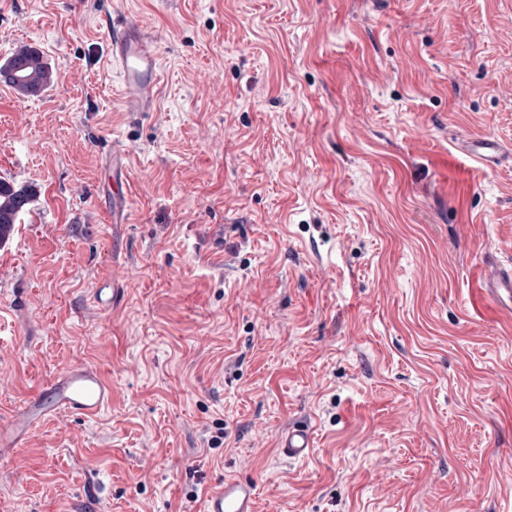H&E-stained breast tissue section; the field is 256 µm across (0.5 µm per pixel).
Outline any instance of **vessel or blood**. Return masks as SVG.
<instances>
[{"instance_id":"vessel-or-blood-1","label":"vessel or blood","mask_w":512,"mask_h":512,"mask_svg":"<svg viewBox=\"0 0 512 512\" xmlns=\"http://www.w3.org/2000/svg\"><path fill=\"white\" fill-rule=\"evenodd\" d=\"M161 35L149 33L142 24L125 21L113 27L108 62L121 78V98L127 111L151 112L160 83ZM468 153L480 164L492 167L512 161V151L497 141L480 136L467 143ZM484 292L494 300L512 302V272L487 266ZM112 402V387L94 365L76 363L60 372L48 385L16 410L0 426V457L23 447L42 422L62 414L94 418ZM313 448L312 430L294 425L282 435L279 452L291 460L306 459ZM257 490L247 478L227 476L204 493L202 512H256Z\"/></svg>"}]
</instances>
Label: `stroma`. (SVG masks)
I'll list each match as a JSON object with an SVG mask.
<instances>
[{"label": "stroma", "instance_id": "35a3bbf8", "mask_svg": "<svg viewBox=\"0 0 512 512\" xmlns=\"http://www.w3.org/2000/svg\"><path fill=\"white\" fill-rule=\"evenodd\" d=\"M118 15L164 35L156 111L122 107ZM22 42L55 82L0 84V180L35 191L0 422L77 362L112 403L0 457V512H200L227 474L256 512H512V315L479 291L512 166L462 149L512 147V0H0V61ZM468 153L480 164L492 167L512 160V151L489 137H475L467 142ZM312 448V429L308 425L288 427L279 444L280 454L290 460L306 459Z\"/></svg>", "mask_w": 512, "mask_h": 512}]
</instances>
